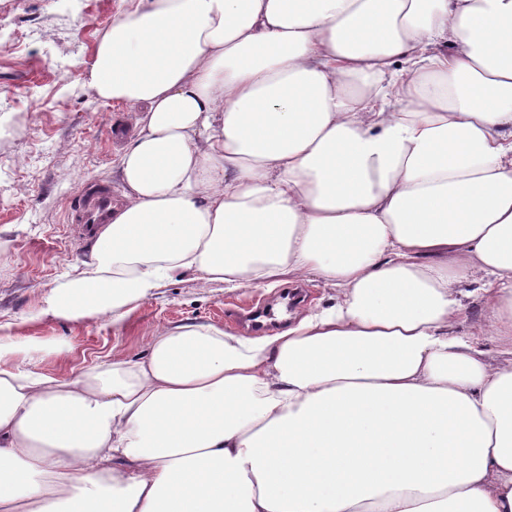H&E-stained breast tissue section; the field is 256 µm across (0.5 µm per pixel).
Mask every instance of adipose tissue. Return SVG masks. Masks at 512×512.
<instances>
[{"mask_svg": "<svg viewBox=\"0 0 512 512\" xmlns=\"http://www.w3.org/2000/svg\"><path fill=\"white\" fill-rule=\"evenodd\" d=\"M121 2L124 203L41 314L118 327L177 271L335 300L75 376L0 323V512H512V0ZM460 288L463 291L461 297L463 311L455 332L459 335H469L474 332L479 325L484 324L486 312L481 299H479L477 293L473 292L474 288H477V285L464 283Z\"/></svg>", "mask_w": 512, "mask_h": 512, "instance_id": "ef3b65f1", "label": "adipose tissue"}]
</instances>
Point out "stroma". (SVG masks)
I'll list each match as a JSON object with an SVG mask.
<instances>
[{"instance_id": "stroma-1", "label": "stroma", "mask_w": 512, "mask_h": 512, "mask_svg": "<svg viewBox=\"0 0 512 512\" xmlns=\"http://www.w3.org/2000/svg\"><path fill=\"white\" fill-rule=\"evenodd\" d=\"M120 0H0V320L23 345L36 338L66 348L68 374L114 350L140 358L160 326L212 324L236 333V314L278 299L282 286L226 291L177 273L138 304L121 328L109 317H44L39 297L88 256L68 216L87 183L121 190L117 159L137 129L132 112L105 102L90 83L97 45Z\"/></svg>"}]
</instances>
